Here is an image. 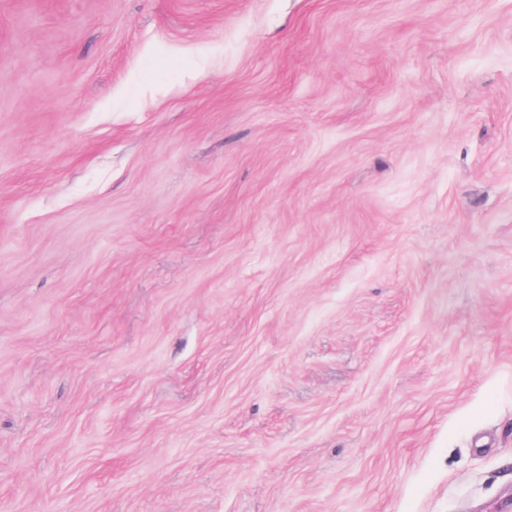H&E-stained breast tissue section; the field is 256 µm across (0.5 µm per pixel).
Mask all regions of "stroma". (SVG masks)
I'll list each match as a JSON object with an SVG mask.
<instances>
[{
    "label": "stroma",
    "mask_w": 512,
    "mask_h": 512,
    "mask_svg": "<svg viewBox=\"0 0 512 512\" xmlns=\"http://www.w3.org/2000/svg\"><path fill=\"white\" fill-rule=\"evenodd\" d=\"M512 506V0H0V512Z\"/></svg>",
    "instance_id": "stroma-1"
}]
</instances>
